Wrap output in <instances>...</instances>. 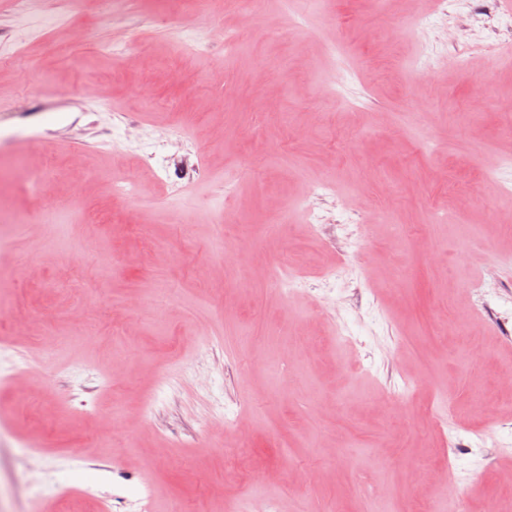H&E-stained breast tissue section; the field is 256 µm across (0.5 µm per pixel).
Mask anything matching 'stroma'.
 <instances>
[{"label":"stroma","mask_w":512,"mask_h":512,"mask_svg":"<svg viewBox=\"0 0 512 512\" xmlns=\"http://www.w3.org/2000/svg\"><path fill=\"white\" fill-rule=\"evenodd\" d=\"M239 21L226 0H0V135L28 136L0 154V512H139L147 479L152 512H248L259 492L274 512H373L382 494L419 512L453 491L471 512H512V325L495 316L512 265H490L512 250V53L478 27L460 68L430 31L433 0H259ZM187 29L205 52L181 51ZM419 61L432 113L406 128L404 65ZM336 66L323 93L315 74ZM480 89L493 103L474 119ZM489 152L511 159L491 179ZM123 179L134 196L112 195ZM324 180L328 212L364 184L361 224L308 232L304 200ZM461 189L473 204L459 213ZM227 225L250 232L244 288L214 246ZM283 260L305 276L287 296L269 283ZM481 275L491 310L477 316L467 283ZM443 391L440 429L427 407ZM233 410L252 424L244 452L214 419Z\"/></svg>","instance_id":"1"}]
</instances>
